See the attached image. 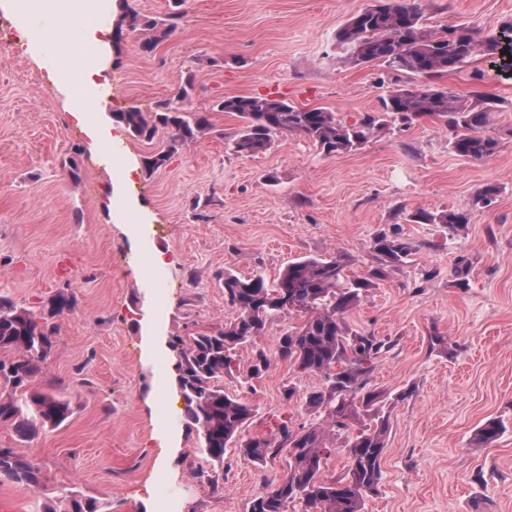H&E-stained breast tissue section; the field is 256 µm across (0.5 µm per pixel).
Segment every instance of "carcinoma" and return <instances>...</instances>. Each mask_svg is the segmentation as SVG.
Wrapping results in <instances>:
<instances>
[{
    "label": "carcinoma",
    "mask_w": 512,
    "mask_h": 512,
    "mask_svg": "<svg viewBox=\"0 0 512 512\" xmlns=\"http://www.w3.org/2000/svg\"><path fill=\"white\" fill-rule=\"evenodd\" d=\"M174 9L164 18H147L133 9L125 10L121 22L133 32H143L139 47L145 53L172 35L182 18L186 0H173ZM336 42L344 51V62L363 65L386 64L397 75L395 87L381 99L376 112H366L352 124L324 108H299L280 99L262 96H233L222 100V112L242 121L234 136V149L245 157H256L271 146L273 137L298 133L326 155L349 153L361 148L390 122H408L418 116H434L452 133L451 148L460 157L481 161L494 154L498 140L485 134L496 108L492 98L474 102L440 89L432 81L460 69L478 55H496L512 41L502 31L485 33L465 24L432 28L414 0H371L336 31ZM130 133L152 141L166 130L167 141L144 157L150 172L164 168L180 146L205 136L211 128L206 112H186L168 102L156 111L136 108L114 114ZM417 224H444L455 232L468 223L462 212H431L423 209L410 215ZM417 244L401 236L399 229L380 231L372 249L382 264L353 279L345 274L346 257H304L291 261L276 281L261 276L241 278L224 273V297L237 317L224 329L190 338L176 363V382L186 402V417L195 427L200 447L212 465L224 467L227 445L236 443L243 456L263 464L284 452L288 469L282 478L256 498L250 512H364L365 498L382 478L388 417L380 414L383 394L369 386L374 360L383 347L372 335L353 334L345 314L357 307L363 293L385 276L383 264H397ZM472 262L465 256L455 260L451 273L461 288L468 286ZM72 297L58 292L49 302L48 313L19 307L0 299V350L16 353L9 363L0 362V375L12 392L0 394V424H10L22 438L38 430L62 424L69 405L47 391L30 389L54 345L52 318L72 308ZM302 312V325L279 337L274 355L299 373L324 377V387L306 397L312 408H321L325 424L294 431L288 421L276 425L274 437L244 435L253 417L251 406L224 393L221 380L233 374L236 350L260 336L269 318L280 313ZM22 395H17L18 390ZM372 418L348 437V470L341 479L324 475L332 450L328 432L350 430L361 415ZM503 432V425L489 420L478 431V441L490 444ZM40 468L12 448H0V482L29 488L40 485ZM44 512H102L97 500L73 492L58 506Z\"/></svg>",
    "instance_id": "carcinoma-1"
}]
</instances>
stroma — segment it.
I'll return each mask as SVG.
<instances>
[{"instance_id":"stroma-1","label":"stroma","mask_w":512,"mask_h":512,"mask_svg":"<svg viewBox=\"0 0 512 512\" xmlns=\"http://www.w3.org/2000/svg\"><path fill=\"white\" fill-rule=\"evenodd\" d=\"M415 2L435 28L489 32L512 18V0ZM171 3L112 0L96 17L111 33L102 47L82 40L77 14L62 21L61 36L58 19L33 18L44 30L39 50L0 47V296L38 311L61 290L74 300L54 318L55 346L32 383L67 401L71 415L31 440L0 425V447L23 451L46 475L35 490L0 482V512H43L75 491L103 512H249L286 462H252L232 444L218 488L197 479L212 464L185 424L177 343L235 318L225 273L270 281L295 259L341 253L358 277L378 264L374 236L394 226L415 250L346 315L352 332L382 341L370 384L388 396L382 479L364 512H512V66L479 56L437 81L472 100L497 98L487 132L499 147L487 159L457 156L448 128L431 117L392 125L350 153L328 156L283 133L245 158L234 151L240 119L217 107L224 97L271 96L349 122L378 110L393 73L378 62L342 64L336 45L337 29L370 0H187L176 31L142 53L138 34L121 26L125 8L160 18ZM74 43L101 59L98 124L124 144L120 154L93 146L71 113L77 90L43 63ZM166 100L208 113L212 128L149 174L141 161L165 135L135 138L111 115ZM489 185L493 203L477 206ZM418 209L459 211L468 222L453 233L408 222ZM159 248L170 259L163 308L143 274ZM460 256L472 262L465 288L450 274ZM304 320L273 316L236 351L224 391L252 405L247 436L283 416L295 430L324 421L306 404L323 378L273 357L277 338ZM149 336L157 354L145 349ZM261 351L273 360L254 377ZM490 419L505 431L477 446Z\"/></svg>"}]
</instances>
